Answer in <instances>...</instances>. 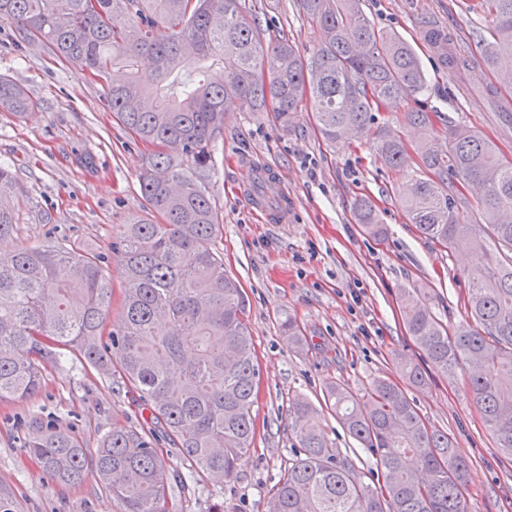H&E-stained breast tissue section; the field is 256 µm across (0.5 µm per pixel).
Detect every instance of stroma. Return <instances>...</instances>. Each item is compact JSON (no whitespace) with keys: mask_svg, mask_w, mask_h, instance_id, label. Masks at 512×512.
I'll list each match as a JSON object with an SVG mask.
<instances>
[{"mask_svg":"<svg viewBox=\"0 0 512 512\" xmlns=\"http://www.w3.org/2000/svg\"><path fill=\"white\" fill-rule=\"evenodd\" d=\"M487 0H362L377 26L408 41L425 73L424 89L396 106L381 108L377 122L403 125L408 109L428 112L425 128H407L409 147L466 128L491 141L512 163V125L496 112L493 70L445 65L426 42L443 30L465 56L481 53L493 26ZM266 43L290 39L311 56L322 42L319 25L299 0H262L259 14ZM14 27L0 23V78L22 85L35 106L24 117L0 109V164L16 175V224L0 239V251L22 246L79 245L94 253L111 276L112 312L120 314L121 275L112 253L121 224L141 214L146 202L138 174L148 144L136 141L110 112L100 81L84 76L40 45H17ZM512 101V87L498 86ZM272 183L253 187L259 170ZM412 167L392 169L370 141L331 146L318 133L311 100L282 125L275 112H250L230 103L224 142L207 190L224 225L218 249L224 270L244 291L248 326L260 368L254 406V437L237 472L221 483L189 480L190 467L151 412L75 355L42 370L41 391L27 400L0 402V480L15 491L22 512H119L94 472L78 484L51 478L23 448V419L39 415L96 448L113 425L151 429L169 473V512H266L281 474L299 447L289 410L295 399L324 405L326 383L363 394L372 380L399 381L398 362H419L421 350L406 332L398 302L409 289L448 328L465 324L469 267L480 253L443 248L409 224L402 196L416 179ZM374 202L385 239L365 235L354 219L359 197ZM294 317L303 345L282 333ZM427 384L409 391L423 421L448 433L468 461L471 478L463 495L467 512H512V458L500 453L493 433L467 394V373L428 369ZM342 458L372 483L376 463L331 414L322 416Z\"/></svg>","mask_w":512,"mask_h":512,"instance_id":"1","label":"stroma"}]
</instances>
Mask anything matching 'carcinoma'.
<instances>
[{
	"label": "carcinoma",
	"mask_w": 512,
	"mask_h": 512,
	"mask_svg": "<svg viewBox=\"0 0 512 512\" xmlns=\"http://www.w3.org/2000/svg\"><path fill=\"white\" fill-rule=\"evenodd\" d=\"M300 4L324 35L310 61L285 37L266 45L256 5L246 0H0V22L14 24L17 42L38 41L101 81L113 116L154 147L139 174L147 206L112 246L124 283L113 324L112 281L98 257L54 245L0 255V402L35 395L41 364L67 350L149 406L191 467L214 482L234 475L251 446L260 372L242 290L216 248L223 225L207 191L211 147L223 137L226 102L251 112L271 107L286 125L309 92L330 145L351 134L368 138L385 165L422 173L404 198L420 236L484 253L467 272L469 321L454 333L412 294L401 291L399 302L432 367L469 370L468 392L512 457V164L488 140L451 126L441 143L409 150L401 128L375 123L373 111L423 88L413 47L376 27L361 0ZM489 6L494 34L482 51L496 71L512 60V0ZM116 14L128 23L116 25ZM32 106L20 85L0 80L1 108L21 116ZM450 174L480 203L493 245L461 212ZM19 191L15 174L0 165V237L12 232ZM354 217L366 235H386L369 198L358 199ZM400 370L404 385L378 377L360 397L325 385L331 410L375 457L379 487L361 483L316 407L298 399L291 415L302 456L281 474L267 512H466L469 465L407 395L426 384V372L406 358ZM23 448L63 483L94 470L120 512H167L169 476L143 430L114 425L89 454L67 430L34 418ZM0 512H21L2 481Z\"/></svg>",
	"instance_id": "carcinoma-1"
}]
</instances>
